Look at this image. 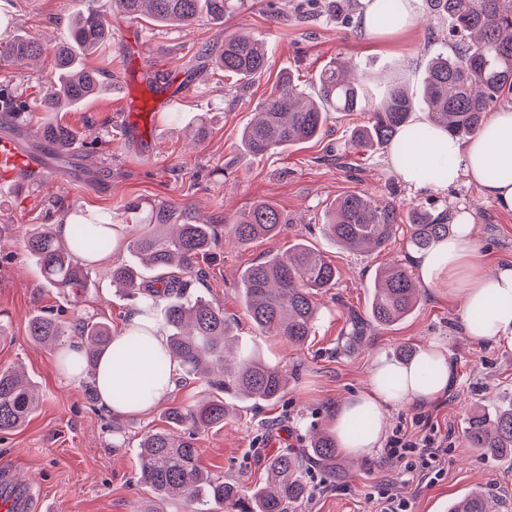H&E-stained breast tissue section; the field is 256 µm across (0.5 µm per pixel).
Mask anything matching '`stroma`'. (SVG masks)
Returning a JSON list of instances; mask_svg holds the SVG:
<instances>
[{"instance_id":"stroma-1","label":"stroma","mask_w":512,"mask_h":512,"mask_svg":"<svg viewBox=\"0 0 512 512\" xmlns=\"http://www.w3.org/2000/svg\"><path fill=\"white\" fill-rule=\"evenodd\" d=\"M327 3L245 0L224 23L205 21L189 28L112 15L107 50L85 60L105 71L111 91L57 115L79 131L87 169L59 165L52 181L0 178V369H22L39 396V407L27 422L0 433V462L13 465L56 512H135L137 502L148 496L136 483L140 438L164 426L168 408L194 404L206 394L204 383L192 378L148 414L115 417L89 400L84 383L65 379L58 349L29 335L30 319L45 309L63 321L92 317L119 329L135 302L112 288L106 272L131 261L127 246L91 266L86 287L73 293L43 285L24 236L37 225L63 223L76 211L108 212L113 223H133L123 205L137 197L186 205L194 221L204 224L234 221L262 200L276 204L290 220L283 234L272 239L235 244L221 238L202 264L206 281L200 291L233 322L236 349L259 351L288 376L282 398L258 408L225 395L224 423L202 429L196 440L204 469L243 487L255 486L264 478L265 459L286 448L307 447L312 426L330 428L337 401L365 387L377 355L394 359L399 351L440 341L455 369L448 396L394 408L386 429L413 438L427 433L447 443L441 479L418 483L403 464L384 463L378 451L357 461L342 453L337 461L344 475L329 481L322 468L311 470L310 483L323 484L324 490L308 500L304 512H381L385 488L408 499L410 512H443L446 504L475 489L497 496L503 512H512V461L484 458L464 447L461 438L474 410L490 411L512 398V341L478 340L464 333L459 304L444 288L422 289L414 312L397 324L371 326L374 274L411 253L406 229H399L385 251L369 254L342 250L321 229L325 211L349 191L393 197L404 212L432 203L468 211L488 262L496 263L512 259V211L500 209L464 180L445 189L408 188L391 170L387 149L351 148L353 130L368 118L364 112L332 114L322 135L305 145L264 155L240 146L244 127L281 73H294L311 90L323 66L340 59L355 64L370 87L384 77L416 87L429 59L448 49L447 18L417 14L412 28L383 44L365 31L360 12L336 16ZM79 7L78 0H0V14L12 18L11 26L0 29V38L19 30L53 46L67 37L68 19ZM233 32L251 34L269 50L268 69L244 88L201 55ZM136 60L172 74L185 87L167 111L151 113L152 138L141 143L126 139L124 131L126 79ZM51 70L48 56L31 69L0 65V88L13 89L30 104L16 135L46 120L40 99ZM203 112L211 118V133L196 142L185 126ZM301 241L331 260L339 277L322 301L313 336L295 346L280 336L257 334L240 277L251 265Z\"/></svg>"}]
</instances>
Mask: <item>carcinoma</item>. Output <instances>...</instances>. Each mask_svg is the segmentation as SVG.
Returning <instances> with one entry per match:
<instances>
[{
  "instance_id": "cac0c4a2",
  "label": "carcinoma",
  "mask_w": 512,
  "mask_h": 512,
  "mask_svg": "<svg viewBox=\"0 0 512 512\" xmlns=\"http://www.w3.org/2000/svg\"><path fill=\"white\" fill-rule=\"evenodd\" d=\"M236 0H111V8L133 18H146L158 25L192 26L218 23L235 8ZM427 16H446L449 51L439 53L428 64L418 95L410 93L399 78L389 81L376 95L350 78V68L333 61L318 77L316 98L304 92L295 75L279 77L259 106L258 120L245 127L242 146L253 154H265L285 146H296L320 136L333 112H366L369 121L351 136L354 149L388 147L399 127L419 109L427 119L460 140L472 137L487 112L512 95V0H425ZM67 40L52 48L54 74L41 98L47 112H60L107 90L104 73L89 69L80 56L100 51L111 39L107 18L89 8L71 20ZM44 53L41 42L17 34L0 45V58L18 69ZM224 75L248 83L268 67L265 44L246 34L224 38V48L214 57ZM27 100L0 92V125H14L28 109ZM80 134L57 120L39 128V139L63 149ZM126 212L136 216V225L148 230L135 233L129 250L137 258L108 271L113 286L141 298L149 317L154 307L170 295L161 324L169 353L186 376L203 380L209 389L205 398L191 406L170 407L165 413L168 427L146 432L139 442L141 487L158 498L180 499L193 505V512H300L309 496L304 455L288 448L267 462V482L248 492L237 483L212 476L199 464L195 435L201 428L224 424L227 410L224 394L233 393L253 405L275 402L286 382L281 371L259 354L228 356L234 329L224 310L202 294L190 293L194 283L204 280L199 258L218 241V226L192 223L189 209L168 201L127 202ZM410 231V245L427 249L450 230L448 210L436 213L415 209L402 217L391 199L362 191L345 193L326 213L329 237L347 249L384 248L400 224ZM288 224L287 216L273 203L260 201L229 225L228 233L240 244L256 238H275ZM29 256L53 288L78 289L89 278L86 264L75 252L98 254L109 249L110 237L94 230V222L76 218L70 241L56 236L43 225L25 240ZM177 267L185 278L163 277L145 287V271L160 272ZM338 270L321 252L304 242L285 258L277 255L246 269L241 288L246 310L262 335L282 336L303 345L312 335L317 318L318 296L336 287ZM419 285L408 266L394 263L378 270L373 283L370 317L379 327L394 324L417 306ZM29 336L52 345L65 336H78L86 344L87 360L112 343L111 327L90 317L65 322L42 312L29 322ZM36 409L33 385L20 372L0 370V433L10 432ZM463 444L484 457L512 458V399L491 412L474 413L463 430ZM310 454L331 477H336V439L317 431L310 441ZM490 497L475 490L452 502L448 512H491Z\"/></svg>"
}]
</instances>
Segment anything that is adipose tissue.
I'll return each instance as SVG.
<instances>
[{
	"instance_id": "ef3b65f1",
	"label": "adipose tissue",
	"mask_w": 512,
	"mask_h": 512,
	"mask_svg": "<svg viewBox=\"0 0 512 512\" xmlns=\"http://www.w3.org/2000/svg\"><path fill=\"white\" fill-rule=\"evenodd\" d=\"M363 24L369 34L386 37L409 29L416 16L417 0H398L399 14L382 23L379 0H361ZM427 131L420 143H412L410 131ZM446 152L447 173L432 181L430 171ZM389 165L400 181L416 188L432 184L448 187L467 177L480 186L498 206L512 210V107L491 113L469 142H462L424 117L401 127L389 151ZM498 177H490V170ZM455 229L447 237L411 258L419 281L428 288H448L462 299L461 322L467 335L512 339V259L488 266L469 214L454 215ZM138 348L126 359H118L130 338ZM168 352L166 337L145 314L130 312L116 334L111 351L99 359L95 386L100 405L114 415L144 414L162 403L174 387L177 365H170L163 378L151 373L155 358ZM454 370L443 343L433 342L407 362L385 358L374 362L365 390L345 399L336 408L334 431L342 448L352 455L379 448L385 417L395 405L426 404L447 394ZM122 385L127 398L115 400V385Z\"/></svg>"
}]
</instances>
